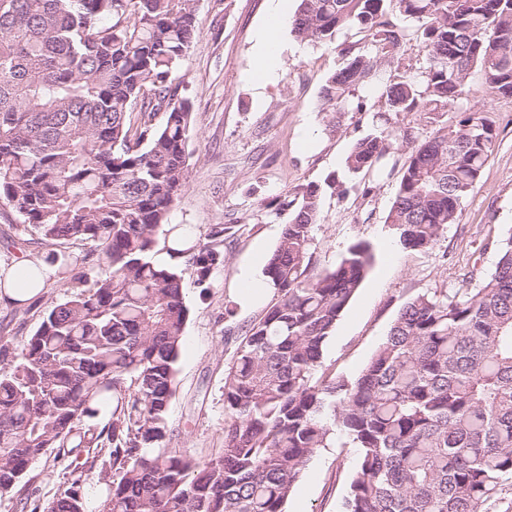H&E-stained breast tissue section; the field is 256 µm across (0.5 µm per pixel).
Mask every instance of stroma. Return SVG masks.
Returning a JSON list of instances; mask_svg holds the SVG:
<instances>
[{
	"instance_id": "1",
	"label": "stroma",
	"mask_w": 512,
	"mask_h": 512,
	"mask_svg": "<svg viewBox=\"0 0 512 512\" xmlns=\"http://www.w3.org/2000/svg\"><path fill=\"white\" fill-rule=\"evenodd\" d=\"M198 37L182 63L180 95L193 111L187 184L171 221L199 234L224 226L223 267L208 288L185 272L189 307L185 345L178 360V389L169 408L170 447L198 459L215 456L224 445V371L232 363L244 325L258 319L264 302L241 303L245 278L263 276L288 214L276 210L277 197L335 174L345 195L326 194L312 250L317 269L339 264L356 241L370 246L371 267L338 320L322 355L336 376L356 379L387 335L405 302L434 288H458L471 274L493 270L499 243L512 229V98L482 91L479 72H471L463 98L494 114L495 151L459 218L430 249L399 245L385 219L394 201L399 173L371 176L370 193L353 187L346 158L354 141L380 123L410 129L411 142L395 145L405 162L415 144L432 136L433 124L414 113H389L377 90L361 93V111L333 120L321 102L327 78L340 66L337 47L357 40L342 29L334 43L296 39L284 23L280 62L267 81L254 75L259 33L269 22L272 0H196ZM23 219L0 201V269L22 259L64 255L96 279L100 268L87 244H40L30 241ZM70 280L51 276L42 296L25 305L0 303V346L20 353L45 313L69 292ZM235 306L224 314L225 303ZM87 452L48 451L27 472L22 492L0 498V512H31L47 506L85 469ZM358 463L354 447L321 449L309 462L285 505V512H341Z\"/></svg>"
}]
</instances>
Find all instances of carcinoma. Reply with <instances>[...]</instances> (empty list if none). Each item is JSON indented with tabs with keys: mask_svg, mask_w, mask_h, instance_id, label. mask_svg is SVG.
<instances>
[{
	"mask_svg": "<svg viewBox=\"0 0 512 512\" xmlns=\"http://www.w3.org/2000/svg\"><path fill=\"white\" fill-rule=\"evenodd\" d=\"M421 22L428 65L378 86L389 112H457L403 165L386 217L400 244L431 248L456 223L497 143L491 112L460 88L479 68L512 96V0H299L292 32L332 42L354 28L323 87L329 112L371 83L374 55L410 42L390 10ZM196 0H0V200L38 239L92 244L102 272L48 310L20 354L0 347V497L52 448L92 444L48 512H285L322 448L358 450L343 512H500L512 498V234L474 287L407 301L361 375L322 370L323 349L372 263L356 241L315 269L313 229L336 176L277 201L290 221L263 274L275 298L241 330L224 372V448L200 462L168 446V412L189 318L183 270L155 265L158 236L204 286L224 265V229L196 236L170 221L189 169L193 112L179 97ZM411 132L384 127L346 160L369 175ZM112 416L78 425L99 399ZM84 481L108 486L89 510Z\"/></svg>",
	"mask_w": 512,
	"mask_h": 512,
	"instance_id": "1",
	"label": "carcinoma"
}]
</instances>
